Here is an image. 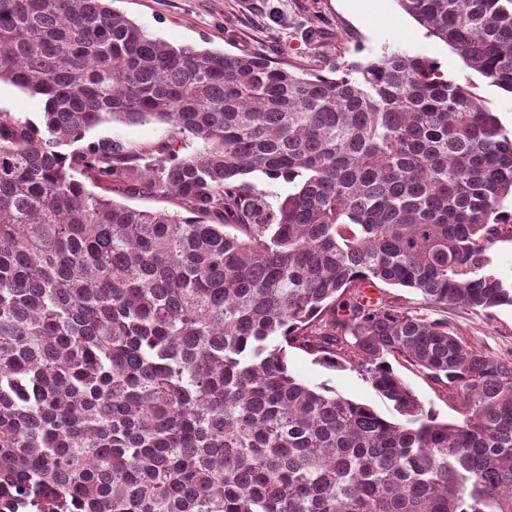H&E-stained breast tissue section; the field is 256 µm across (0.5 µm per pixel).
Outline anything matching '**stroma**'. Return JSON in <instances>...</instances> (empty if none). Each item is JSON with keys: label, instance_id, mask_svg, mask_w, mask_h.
I'll list each match as a JSON object with an SVG mask.
<instances>
[{"label": "stroma", "instance_id": "obj_1", "mask_svg": "<svg viewBox=\"0 0 512 512\" xmlns=\"http://www.w3.org/2000/svg\"><path fill=\"white\" fill-rule=\"evenodd\" d=\"M116 7L169 43L234 55L258 53L298 73L326 75L332 65L365 63L395 50L423 55L437 61L449 78L467 84L477 101L512 129V95L490 86L449 46L429 36L401 11L397 0H118ZM168 134V125L156 121L108 122L89 130L84 141L119 140L135 149ZM428 313L447 318L474 348L512 358V307L488 318L458 306L445 311L432 307ZM288 368L309 384L327 385L383 416L394 414L392 404L356 370L326 367L296 348L288 351ZM394 369L439 420H459L457 403L425 374L405 363Z\"/></svg>", "mask_w": 512, "mask_h": 512}]
</instances>
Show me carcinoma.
Masks as SVG:
<instances>
[{
    "label": "carcinoma",
    "instance_id": "cac0c4a2",
    "mask_svg": "<svg viewBox=\"0 0 512 512\" xmlns=\"http://www.w3.org/2000/svg\"><path fill=\"white\" fill-rule=\"evenodd\" d=\"M512 95V0H397ZM113 0H0V512H512V131L425 56L336 76L174 46ZM168 139L72 145L105 121ZM294 190L269 202L241 177ZM107 193H167L192 216ZM349 365L397 417L310 385ZM457 401L425 410L389 359ZM24 104L25 109L17 107V104ZM42 102L38 97H30L27 93L14 85L0 83V112H14L21 117H27L38 122ZM493 268L509 278L512 277V240L497 242L491 250ZM375 296H398L417 302L421 313L432 317H444L454 327L460 336L477 349L495 356L512 358V307L505 306L498 309L490 318L469 310L465 307L448 306V310L427 307L419 304L421 297L407 288H397L378 283V288H371ZM376 289V290H375Z\"/></svg>",
    "mask_w": 512,
    "mask_h": 512
}]
</instances>
